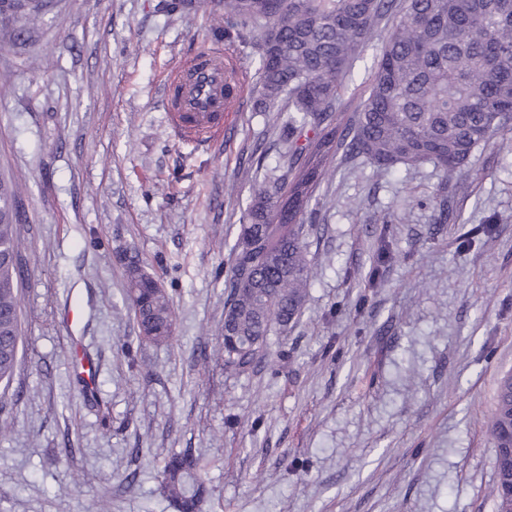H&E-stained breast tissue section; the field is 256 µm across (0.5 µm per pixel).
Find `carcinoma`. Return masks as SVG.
<instances>
[{"label":"carcinoma","instance_id":"1","mask_svg":"<svg viewBox=\"0 0 512 512\" xmlns=\"http://www.w3.org/2000/svg\"><path fill=\"white\" fill-rule=\"evenodd\" d=\"M224 32H257V104L265 112L287 96L288 136L314 131L286 171L256 188L226 271L224 370H251L273 329L302 313L311 278L303 214L338 156L376 170L430 164L449 182L473 153L512 131V0H219ZM40 19L31 0H0V14ZM382 36L379 58L354 118L343 125L344 81L364 46ZM17 191L0 183V385L13 380L22 344L17 301L21 242ZM127 305L142 340L173 338L174 302L137 262L129 264ZM495 455V512H512V373L499 381L487 421ZM197 462L173 454L163 493L177 512H201Z\"/></svg>","mask_w":512,"mask_h":512}]
</instances>
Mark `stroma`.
I'll return each mask as SVG.
<instances>
[{
	"mask_svg": "<svg viewBox=\"0 0 512 512\" xmlns=\"http://www.w3.org/2000/svg\"><path fill=\"white\" fill-rule=\"evenodd\" d=\"M215 4L47 0L24 34L23 18L0 24V180L21 189L25 334L0 389V512H174L162 471L184 450L204 512H493L485 420L512 370V133L449 183L429 164L340 158L304 217L300 320L227 375L213 351L229 247L296 145L287 113L256 108L248 31L233 54L246 94L223 134L197 143L173 127L164 84L223 49ZM130 257L174 299L171 342L139 339ZM76 301L91 397L62 321Z\"/></svg>",
	"mask_w": 512,
	"mask_h": 512,
	"instance_id": "1",
	"label": "stroma"
}]
</instances>
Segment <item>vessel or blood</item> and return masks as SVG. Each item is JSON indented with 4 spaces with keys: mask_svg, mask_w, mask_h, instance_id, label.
I'll list each match as a JSON object with an SVG mask.
<instances>
[{
    "mask_svg": "<svg viewBox=\"0 0 512 512\" xmlns=\"http://www.w3.org/2000/svg\"><path fill=\"white\" fill-rule=\"evenodd\" d=\"M231 70L223 54L206 52L169 78L165 99L182 135L199 132L208 138L220 133L225 112L243 95Z\"/></svg>",
    "mask_w": 512,
    "mask_h": 512,
    "instance_id": "b4317fda",
    "label": "vessel or blood"
}]
</instances>
